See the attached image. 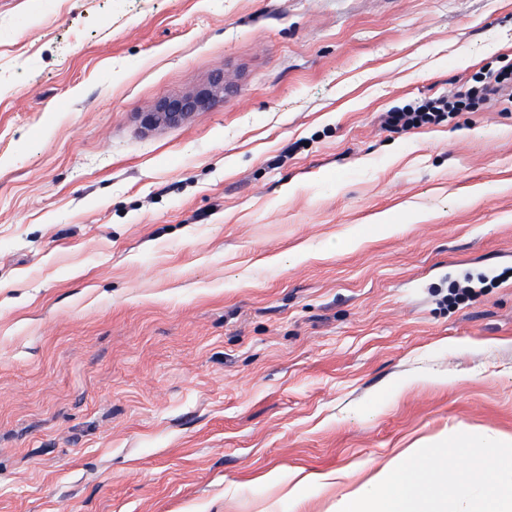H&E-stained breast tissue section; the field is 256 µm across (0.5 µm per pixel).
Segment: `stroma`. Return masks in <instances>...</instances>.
<instances>
[{
	"instance_id": "35a3bbf8",
	"label": "stroma",
	"mask_w": 512,
	"mask_h": 512,
	"mask_svg": "<svg viewBox=\"0 0 512 512\" xmlns=\"http://www.w3.org/2000/svg\"><path fill=\"white\" fill-rule=\"evenodd\" d=\"M502 60L512 0H0V512H339L512 438V112L383 125ZM224 98V75H212L207 88L196 95L169 97L158 101L150 110L140 113V123L144 129L161 125H176L194 112H203L209 106Z\"/></svg>"
}]
</instances>
